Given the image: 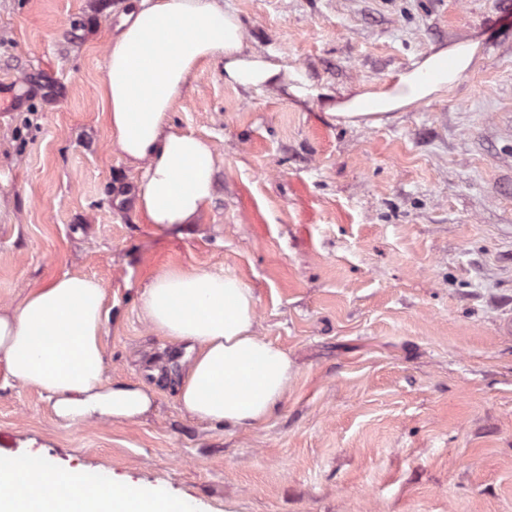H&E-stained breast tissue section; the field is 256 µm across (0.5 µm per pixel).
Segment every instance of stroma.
<instances>
[{"label":"stroma","mask_w":512,"mask_h":512,"mask_svg":"<svg viewBox=\"0 0 512 512\" xmlns=\"http://www.w3.org/2000/svg\"><path fill=\"white\" fill-rule=\"evenodd\" d=\"M250 46L340 92L478 46L448 96L335 123L204 61L171 113L210 141L196 223L156 230L107 138L104 57L130 0H0V307L65 272L106 292V379L136 423L65 427L0 385V448L146 484L196 512H512V0H223ZM225 270L295 364L259 428L191 419L184 353L138 313L163 270Z\"/></svg>","instance_id":"obj_1"}]
</instances>
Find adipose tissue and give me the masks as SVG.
I'll use <instances>...</instances> for the list:
<instances>
[{
  "instance_id": "1",
  "label": "adipose tissue",
  "mask_w": 512,
  "mask_h": 512,
  "mask_svg": "<svg viewBox=\"0 0 512 512\" xmlns=\"http://www.w3.org/2000/svg\"><path fill=\"white\" fill-rule=\"evenodd\" d=\"M472 43L431 48L396 82L357 85L342 94L313 89L250 48L238 15L219 0H134L108 45L102 98L111 146L141 175L135 204L156 230L195 223L214 187L211 144L170 121L200 63L224 59V83L245 90L276 87L305 102L320 98L336 123L381 125L393 112L447 94L471 67ZM105 289L95 278L65 273L0 309V361L7 377L46 394L65 425L138 422L155 390L141 381L107 383L103 336ZM145 322L185 344L182 410L201 422L256 427L282 403L293 377L287 352L256 335L252 288L227 272L170 268L140 294ZM181 501L140 484H90L29 455L0 458V512H180Z\"/></svg>"
}]
</instances>
